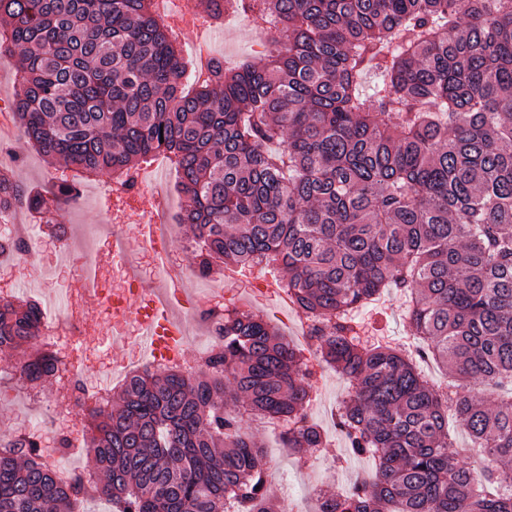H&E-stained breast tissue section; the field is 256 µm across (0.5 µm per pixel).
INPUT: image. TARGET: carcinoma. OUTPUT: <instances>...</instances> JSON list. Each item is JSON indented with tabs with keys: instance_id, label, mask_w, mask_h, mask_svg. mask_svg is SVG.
Returning a JSON list of instances; mask_svg holds the SVG:
<instances>
[{
	"instance_id": "cac0c4a2",
	"label": "carcinoma",
	"mask_w": 512,
	"mask_h": 512,
	"mask_svg": "<svg viewBox=\"0 0 512 512\" xmlns=\"http://www.w3.org/2000/svg\"><path fill=\"white\" fill-rule=\"evenodd\" d=\"M153 0H0V49L18 53L15 117L29 144L130 188L164 153L203 277L224 264L280 273L315 318L323 361L350 385L336 426L379 475L319 512H512V399L448 397L417 360L512 388V0H199L278 28L265 66L217 61L192 92ZM369 71L379 75L363 89ZM47 199L0 174V206ZM407 298L414 351L363 341L353 309ZM224 341L198 373H132L115 411L88 410L97 477L66 480L34 452L0 453V512H286L242 416L283 419L286 447L323 445L304 414L310 371L273 327L214 313ZM34 301L0 300V351L23 382L55 378ZM454 415L487 466L458 463Z\"/></svg>"
}]
</instances>
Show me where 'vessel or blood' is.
Instances as JSON below:
<instances>
[{"label": "vessel or blood", "mask_w": 512, "mask_h": 512, "mask_svg": "<svg viewBox=\"0 0 512 512\" xmlns=\"http://www.w3.org/2000/svg\"><path fill=\"white\" fill-rule=\"evenodd\" d=\"M114 250L121 251L130 243L145 244L152 248L167 249L169 240L158 224L138 225L134 234L120 231L112 233ZM112 264V258L101 255L86 263L81 285L84 298L88 301L98 300L97 286L99 278ZM185 286L184 279L165 278L154 288L136 286L132 292L112 302V346L121 348L125 338L121 332L122 325L130 318L137 317L139 333L144 347L153 355L172 354L180 350L187 339V326L178 313L176 296Z\"/></svg>", "instance_id": "vessel-or-blood-1"}]
</instances>
